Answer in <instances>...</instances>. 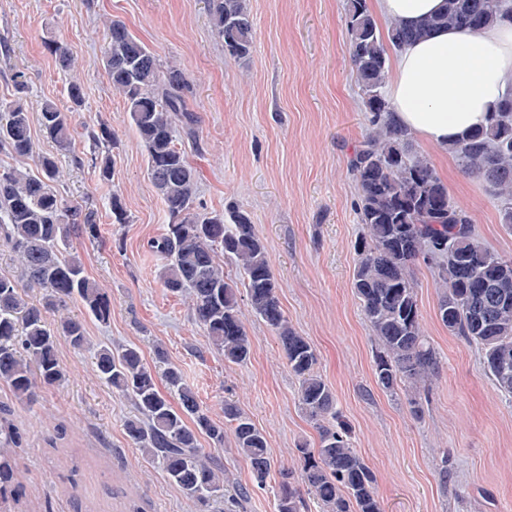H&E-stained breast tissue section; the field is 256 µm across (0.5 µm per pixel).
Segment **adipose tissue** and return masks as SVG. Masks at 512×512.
I'll use <instances>...</instances> for the list:
<instances>
[{
    "instance_id": "ef3b65f1",
    "label": "adipose tissue",
    "mask_w": 512,
    "mask_h": 512,
    "mask_svg": "<svg viewBox=\"0 0 512 512\" xmlns=\"http://www.w3.org/2000/svg\"><path fill=\"white\" fill-rule=\"evenodd\" d=\"M443 0H373L381 18L418 25ZM387 99L397 124L447 148L485 122L512 86V25L477 34L438 29L393 53Z\"/></svg>"
}]
</instances>
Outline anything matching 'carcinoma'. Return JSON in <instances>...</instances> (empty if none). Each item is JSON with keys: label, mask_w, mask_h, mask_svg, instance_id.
<instances>
[{"label": "carcinoma", "mask_w": 512, "mask_h": 512, "mask_svg": "<svg viewBox=\"0 0 512 512\" xmlns=\"http://www.w3.org/2000/svg\"><path fill=\"white\" fill-rule=\"evenodd\" d=\"M209 11L224 51L239 59L249 56L253 32L248 0H209ZM500 22L512 23V0H445L441 11L416 28L392 22L381 31L367 0H347L349 61L365 96L370 126L349 160L364 227L355 247L352 285L382 348L375 361L376 382L391 393L404 389L415 414L422 392L439 374V360L424 338L414 266L421 261L436 270L443 288L439 320L450 334L481 347L493 384L512 398V259L483 243L470 214L450 197L431 162L409 149L410 133L394 122L382 95L388 51L441 27L476 33ZM99 64L124 100L147 153L148 176L168 214L165 232L147 241L149 251L162 261L164 287L190 300L195 323L232 364L250 356L239 304L240 290H245L250 313L278 336L299 383L300 408L319 431L316 451L298 448L304 457L300 477L279 469L277 512H307L302 484L321 512H382L374 473L353 448L351 432L336 412L335 394L316 371L317 353L284 313L253 217L234 206L221 212L196 206L198 172L175 135L176 122L196 123L186 106L189 80L175 66L162 68L120 21L107 25ZM39 124L59 152L70 151L68 118L54 101L42 103ZM32 152L30 113L18 100L1 101L0 154L27 157ZM448 153L464 173L494 190L501 223L512 231L511 88L486 123L449 145ZM38 166L34 175L0 164V246L14 255L25 280L45 291L44 304L38 306L24 298L15 279L0 276V382L18 401L31 402L39 386L65 379L57 356L59 337L75 349L93 351L97 376L135 406L124 429L142 454L199 512L222 498L224 512H236L249 489L240 486L225 498L224 468L198 447L203 435L213 448H224V426L200 407L180 370L170 366L164 371L168 390L179 400L176 407L158 388L138 347L95 346L84 324L74 318L64 317L55 327L46 322L44 309L68 299L80 301L105 322L112 301L70 253L73 238L95 236L94 212L58 196L56 155L40 156ZM223 260L235 266L237 276L224 273ZM224 421L236 452L250 464L253 485L263 487L272 470L266 436L232 402H224ZM20 441L9 410L0 408V512H17L23 497L16 458Z\"/></svg>", "instance_id": "obj_1"}]
</instances>
